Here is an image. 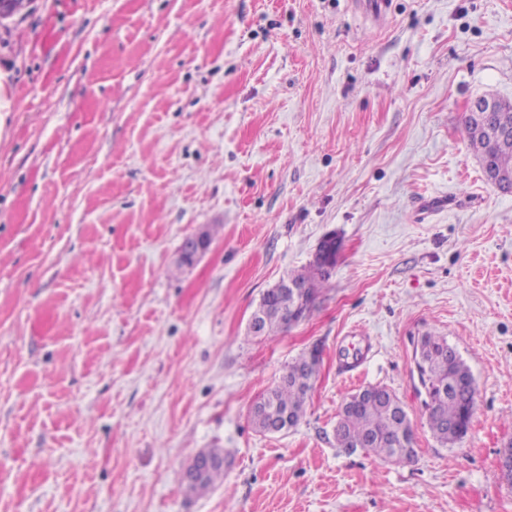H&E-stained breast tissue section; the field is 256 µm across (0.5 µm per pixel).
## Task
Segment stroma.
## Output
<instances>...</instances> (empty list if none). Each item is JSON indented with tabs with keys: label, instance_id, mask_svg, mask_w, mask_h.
I'll return each mask as SVG.
<instances>
[{
	"label": "stroma",
	"instance_id": "stroma-1",
	"mask_svg": "<svg viewBox=\"0 0 512 512\" xmlns=\"http://www.w3.org/2000/svg\"><path fill=\"white\" fill-rule=\"evenodd\" d=\"M389 3L383 27L348 0H27L0 19V512H512V192L462 125L478 98L512 101V0ZM331 232L310 314L251 335ZM427 331L477 388L448 447L413 362ZM315 345L300 423L257 431L256 399ZM369 385L405 408L411 463L337 446ZM209 448L231 464L189 492Z\"/></svg>",
	"mask_w": 512,
	"mask_h": 512
}]
</instances>
